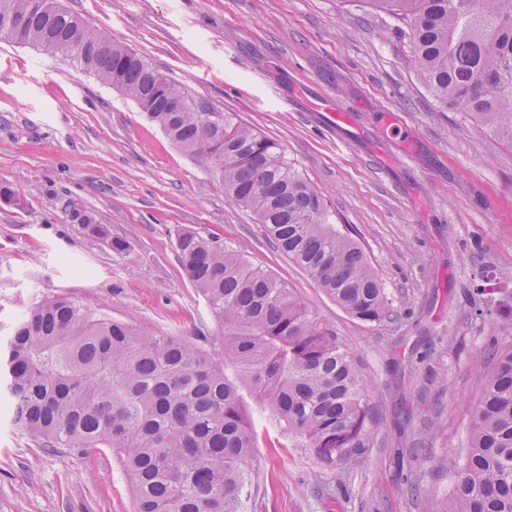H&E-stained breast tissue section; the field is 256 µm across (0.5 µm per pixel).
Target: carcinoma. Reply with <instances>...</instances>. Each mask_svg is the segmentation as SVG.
I'll return each instance as SVG.
<instances>
[{
    "label": "carcinoma",
    "mask_w": 512,
    "mask_h": 512,
    "mask_svg": "<svg viewBox=\"0 0 512 512\" xmlns=\"http://www.w3.org/2000/svg\"><path fill=\"white\" fill-rule=\"evenodd\" d=\"M406 28L414 70L439 109L462 112L512 145V0H364ZM25 20L19 43L59 56L70 41L107 50L72 62L134 100L182 151L206 154L226 199L326 295L357 319H392L361 247L329 222L322 194L273 141L232 112L210 110L180 83L64 4L0 0ZM181 97L186 111H167ZM178 259L224 330V359L190 342L46 296L0 347L15 424L44 448H109L136 512H243L257 441L246 386L298 448L333 467L370 441L373 407L353 353L271 274L184 230ZM468 446L445 512H512V347H491ZM231 367V379L225 367Z\"/></svg>",
    "instance_id": "cac0c4a2"
}]
</instances>
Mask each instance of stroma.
<instances>
[{
  "label": "stroma",
  "instance_id": "1",
  "mask_svg": "<svg viewBox=\"0 0 512 512\" xmlns=\"http://www.w3.org/2000/svg\"><path fill=\"white\" fill-rule=\"evenodd\" d=\"M275 142L381 280L393 320L344 311L226 202L210 160L61 57L0 40V338L58 295L188 340L222 329L178 260L185 228L274 274L353 351L377 409L330 467L253 408L246 512H443L490 343L512 345V147L439 111L407 36L364 0H64ZM315 98L348 112L339 131ZM103 225L88 234L81 216ZM125 240V251L110 246ZM0 512H134L111 450L51 451L0 404Z\"/></svg>",
  "mask_w": 512,
  "mask_h": 512
}]
</instances>
